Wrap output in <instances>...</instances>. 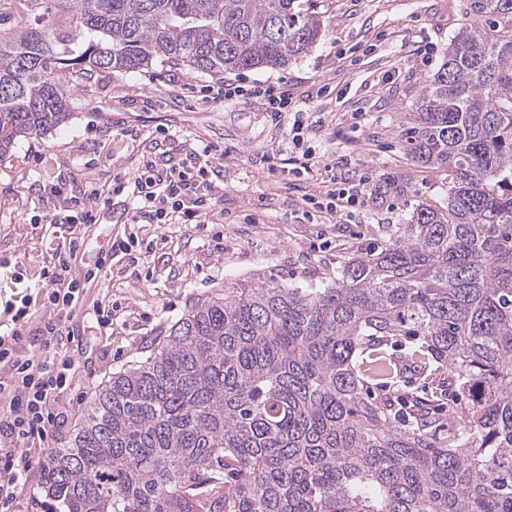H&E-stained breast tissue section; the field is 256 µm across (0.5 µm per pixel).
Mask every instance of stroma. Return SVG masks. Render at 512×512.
Returning <instances> with one entry per match:
<instances>
[{
    "label": "stroma",
    "mask_w": 512,
    "mask_h": 512,
    "mask_svg": "<svg viewBox=\"0 0 512 512\" xmlns=\"http://www.w3.org/2000/svg\"><path fill=\"white\" fill-rule=\"evenodd\" d=\"M463 2L316 0L325 31L282 69L221 78L166 65L99 73L72 94L66 124L0 158V330L20 329L22 358L48 352L38 333L50 313L41 273L69 256L71 236L82 241L69 256L77 277L114 238L141 246L139 262L117 257L88 283L85 303L72 313L71 335L56 352L78 371L52 408L45 447L32 449L25 483L0 512H48L37 482L46 448L61 446L112 372L159 349L196 303L241 287L333 285L344 261L380 245L417 206H446L450 172L412 158L402 121L449 36L467 22ZM271 82L315 122L301 148L291 142L293 113L275 125L255 99L216 94L226 83ZM301 158L307 168L299 175ZM151 162L191 173L207 167L212 204L202 223L118 222L130 205L120 186ZM349 166L373 177L375 194L336 216L304 217L303 195L332 188ZM77 200L98 212V223L42 224L47 211ZM97 300L111 304V328L98 326ZM23 305L28 321L18 327L13 315Z\"/></svg>",
    "instance_id": "obj_1"
}]
</instances>
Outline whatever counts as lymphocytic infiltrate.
Returning a JSON list of instances; mask_svg holds the SVG:
<instances>
[{
  "label": "lymphocytic infiltrate",
  "instance_id": "lymphocytic-infiltrate-1",
  "mask_svg": "<svg viewBox=\"0 0 512 512\" xmlns=\"http://www.w3.org/2000/svg\"><path fill=\"white\" fill-rule=\"evenodd\" d=\"M370 185V180L362 178L347 187L305 196L304 202L332 215L358 205ZM132 196L130 219L135 223L190 224L211 202L209 194L186 179L184 172L154 168L135 180ZM69 270L68 262L62 259L47 272L52 285L47 303L53 314L44 321L40 334L49 344L65 334L61 312L76 309L83 300L85 283L71 276ZM18 340V332L0 334V363L11 365L14 370L9 384L0 383V394L9 397L4 415L8 441L0 444V501L9 498L24 480L29 465L24 448L45 441L53 422L49 407L68 389L76 372L74 362L68 359L19 358Z\"/></svg>",
  "mask_w": 512,
  "mask_h": 512
}]
</instances>
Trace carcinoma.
<instances>
[{
    "label": "carcinoma",
    "mask_w": 512,
    "mask_h": 512,
    "mask_svg": "<svg viewBox=\"0 0 512 512\" xmlns=\"http://www.w3.org/2000/svg\"><path fill=\"white\" fill-rule=\"evenodd\" d=\"M314 0H0V158L72 115L100 72L283 68ZM405 113L406 150L453 174L327 288H238L94 393L38 466L63 512H512V0H466ZM405 350L435 386L412 420L366 394ZM451 376L444 377V370ZM448 404L443 422L435 407Z\"/></svg>",
    "instance_id": "1"
}]
</instances>
